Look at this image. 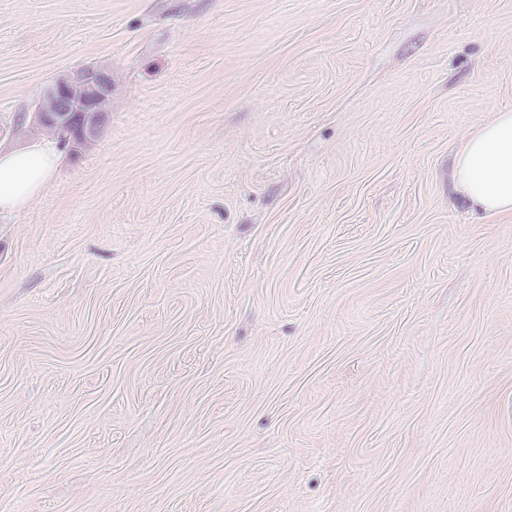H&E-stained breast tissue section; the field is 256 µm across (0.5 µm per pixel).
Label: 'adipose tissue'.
<instances>
[{"label": "adipose tissue", "instance_id": "obj_1", "mask_svg": "<svg viewBox=\"0 0 512 512\" xmlns=\"http://www.w3.org/2000/svg\"><path fill=\"white\" fill-rule=\"evenodd\" d=\"M60 154L54 143L35 141L0 148V212L25 210L52 180ZM455 186L472 211L512 221V109L472 134L454 157Z\"/></svg>", "mask_w": 512, "mask_h": 512}]
</instances>
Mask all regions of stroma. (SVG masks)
<instances>
[{
	"label": "stroma",
	"mask_w": 512,
	"mask_h": 512,
	"mask_svg": "<svg viewBox=\"0 0 512 512\" xmlns=\"http://www.w3.org/2000/svg\"><path fill=\"white\" fill-rule=\"evenodd\" d=\"M101 65L0 214V512H512V0H0V144ZM44 105L26 112L22 120L35 127H57L74 147L97 138L108 118L112 98V68L85 67L60 76L42 93ZM456 189L470 209L512 221V109L472 134L454 157Z\"/></svg>",
	"instance_id": "obj_1"
}]
</instances>
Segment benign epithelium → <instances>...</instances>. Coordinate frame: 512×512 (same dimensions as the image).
I'll use <instances>...</instances> for the list:
<instances>
[{
    "label": "benign epithelium",
    "instance_id": "obj_1",
    "mask_svg": "<svg viewBox=\"0 0 512 512\" xmlns=\"http://www.w3.org/2000/svg\"><path fill=\"white\" fill-rule=\"evenodd\" d=\"M112 98V68L85 67L59 77L42 93L44 105L24 113L35 127H57L80 147L97 138L108 118Z\"/></svg>",
    "mask_w": 512,
    "mask_h": 512
}]
</instances>
